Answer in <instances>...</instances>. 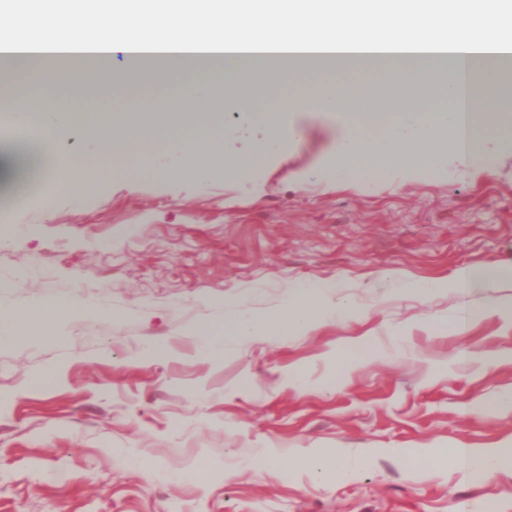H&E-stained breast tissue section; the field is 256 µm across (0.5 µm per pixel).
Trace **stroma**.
I'll return each instance as SVG.
<instances>
[{
  "label": "stroma",
  "instance_id": "35a3bbf8",
  "mask_svg": "<svg viewBox=\"0 0 512 512\" xmlns=\"http://www.w3.org/2000/svg\"><path fill=\"white\" fill-rule=\"evenodd\" d=\"M199 77L86 109L147 112ZM217 108L225 156L271 138L233 98ZM284 115L301 137L246 181L108 170L77 203L0 193V306L89 302L0 343V512H512V464L487 478L448 463L452 445L512 444V320L452 323L465 303L512 306V129L490 136L493 169L452 157L366 183L334 173L336 116ZM466 266L503 274L464 297L446 283ZM302 287L319 292L309 328L204 352L209 330L278 314ZM319 452L368 461L339 479L299 468Z\"/></svg>",
  "mask_w": 512,
  "mask_h": 512
}]
</instances>
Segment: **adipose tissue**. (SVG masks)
Segmentation results:
<instances>
[{"instance_id": "ef3b65f1", "label": "adipose tissue", "mask_w": 512, "mask_h": 512, "mask_svg": "<svg viewBox=\"0 0 512 512\" xmlns=\"http://www.w3.org/2000/svg\"><path fill=\"white\" fill-rule=\"evenodd\" d=\"M63 8L64 47L0 45V87L11 103V119L38 132L29 141L1 140L0 157L32 165L42 152H56V131L74 126L80 104L98 99L100 89L92 82L57 94L58 66L106 76L116 95L125 84L112 68L114 49L124 52L128 70L153 68V61L135 55L117 22H148L158 14H173L178 20L172 40L160 49L165 56L224 32L228 23L261 24L272 13L287 16L293 35L308 26L331 30L347 21L359 46L337 50L331 57L291 60L287 72L296 81L288 96L271 99L264 115L275 123L278 110L293 100L307 112L346 111L347 132L336 151V176L341 180L359 175L373 180L385 170L395 174L420 166L435 168L451 155L468 166L492 164L481 134L512 117V97L488 85L490 76L512 63L498 53L499 48L512 47V0H496L492 8L487 0H65ZM440 17L450 24L444 57L413 43L416 31L433 26ZM486 33L493 35L496 50L482 49L479 38ZM474 55L480 62L467 84H460L452 61ZM217 58L224 61V69L204 65L203 80L175 85L163 96L154 115L158 134L145 136L139 109L112 110L111 121L96 128L81 150L84 164L54 170L61 192L78 199L97 179L101 165L119 154L148 158L151 172L163 159L170 171L205 176L214 159L222 158V126L212 113L217 87L238 85L262 72L273 81L280 77L263 52L241 59L224 48ZM17 64L26 67L24 79L14 76ZM394 75L409 95L446 100L447 108L386 113L376 87ZM222 160L234 176L248 177L243 162ZM315 316V292L304 289L280 315L233 321L224 334L249 337L271 328L288 337L308 328Z\"/></svg>"}]
</instances>
